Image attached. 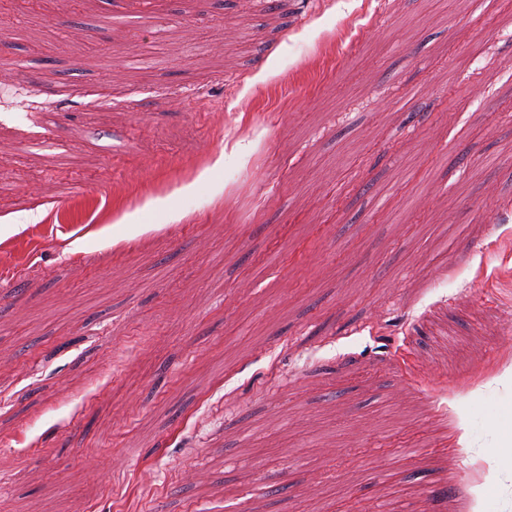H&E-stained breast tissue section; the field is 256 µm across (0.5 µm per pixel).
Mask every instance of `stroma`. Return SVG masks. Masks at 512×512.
<instances>
[{"instance_id": "stroma-1", "label": "stroma", "mask_w": 512, "mask_h": 512, "mask_svg": "<svg viewBox=\"0 0 512 512\" xmlns=\"http://www.w3.org/2000/svg\"><path fill=\"white\" fill-rule=\"evenodd\" d=\"M508 21L0 0V512H512Z\"/></svg>"}]
</instances>
